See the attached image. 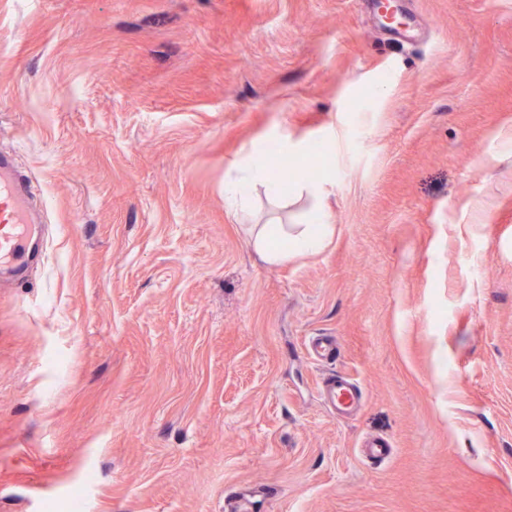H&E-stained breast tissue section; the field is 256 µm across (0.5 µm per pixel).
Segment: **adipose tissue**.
<instances>
[{
  "label": "adipose tissue",
  "mask_w": 512,
  "mask_h": 512,
  "mask_svg": "<svg viewBox=\"0 0 512 512\" xmlns=\"http://www.w3.org/2000/svg\"><path fill=\"white\" fill-rule=\"evenodd\" d=\"M259 189L272 200L284 196L279 178L271 171L260 149L240 164L237 176L225 180L224 197L245 210L254 192ZM322 193L321 184L303 176L297 177L292 188L293 196L305 197L311 202L306 222L291 225L286 231L261 229L252 241L254 251L268 263L285 264L301 254L318 249L330 234V226L325 221V212L320 203Z\"/></svg>",
  "instance_id": "ef3b65f1"
}]
</instances>
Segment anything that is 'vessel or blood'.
<instances>
[{
  "mask_svg": "<svg viewBox=\"0 0 512 512\" xmlns=\"http://www.w3.org/2000/svg\"><path fill=\"white\" fill-rule=\"evenodd\" d=\"M38 190L25 176L17 162V154L0 148V268L21 272L44 259L43 220L37 208ZM315 360L324 363L336 358L335 337L315 336L309 342ZM322 397L337 415H345L362 405V389L353 380L330 376L324 382ZM391 444L379 436L366 437L360 454L370 461L390 456Z\"/></svg>",
  "mask_w": 512,
  "mask_h": 512,
  "instance_id": "b4317fda",
  "label": "vessel or blood"
}]
</instances>
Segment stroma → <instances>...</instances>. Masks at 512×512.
Instances as JSON below:
<instances>
[{
  "label": "stroma",
  "mask_w": 512,
  "mask_h": 512,
  "mask_svg": "<svg viewBox=\"0 0 512 512\" xmlns=\"http://www.w3.org/2000/svg\"><path fill=\"white\" fill-rule=\"evenodd\" d=\"M396 4L420 42L375 0H0L47 224L0 281V512H512V0ZM267 140L327 148L332 235L282 265L250 238L306 202L224 203ZM309 350L315 360L320 363L335 360L338 354V345L335 336H315L309 341ZM362 394L361 387L355 381L334 374L325 380L321 392L327 407L338 416L359 409ZM360 454L368 461H381L391 455L392 448L388 440L379 436L366 437L360 445Z\"/></svg>",
  "instance_id": "1"
}]
</instances>
